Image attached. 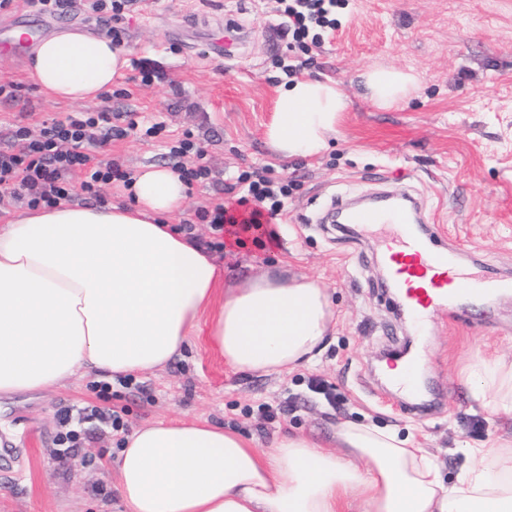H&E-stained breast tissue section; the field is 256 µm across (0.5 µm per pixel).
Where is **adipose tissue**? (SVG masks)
<instances>
[{
  "instance_id": "adipose-tissue-1",
  "label": "adipose tissue",
  "mask_w": 512,
  "mask_h": 512,
  "mask_svg": "<svg viewBox=\"0 0 512 512\" xmlns=\"http://www.w3.org/2000/svg\"><path fill=\"white\" fill-rule=\"evenodd\" d=\"M126 65L111 38L70 27L37 43L29 71L49 96L89 104ZM363 78L382 109L419 89L403 70L375 67ZM346 107L333 81H287L268 139L283 156H316ZM130 191L126 205L63 202L0 227V397L89 370H154L195 335L222 271L166 222L186 185L153 165ZM332 319L325 288L268 271L225 290L210 336L237 372L270 375L312 363ZM472 374L487 406L512 411V365L482 356ZM336 446L288 434L258 448L205 420H158L126 437L116 490L124 512H348L353 497L358 512H512L511 447L471 449L473 466L447 486L427 451L394 431L345 422Z\"/></svg>"
}]
</instances>
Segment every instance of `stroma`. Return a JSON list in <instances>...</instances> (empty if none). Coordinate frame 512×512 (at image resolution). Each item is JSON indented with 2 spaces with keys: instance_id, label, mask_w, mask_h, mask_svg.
I'll use <instances>...</instances> for the list:
<instances>
[{
  "instance_id": "obj_1",
  "label": "stroma",
  "mask_w": 512,
  "mask_h": 512,
  "mask_svg": "<svg viewBox=\"0 0 512 512\" xmlns=\"http://www.w3.org/2000/svg\"><path fill=\"white\" fill-rule=\"evenodd\" d=\"M278 0H136L121 21L68 0L48 17V32L79 27L118 34L128 65L99 100L156 136L113 140L109 153L137 173L168 165L174 139L190 133L205 152L210 180L189 186L172 223H192L224 269L225 285L279 267L326 288L334 327L317 361L278 375L234 372L209 336L212 311L182 355L164 368L123 379L76 375L53 389L0 399V512H121L106 466L123 432L78 424L76 447L59 443L65 415L98 407L126 430L146 420L201 418L237 429L258 446L285 433L335 450L337 422L393 428L429 449L444 484H454L471 448L512 439V412L477 398L466 379L476 354L512 362V295L460 300L417 324L401 315L379 248L361 231L325 223L350 192L413 194L434 246L456 262H479L512 281V0H346L320 47L289 49L279 28ZM238 43L220 54L225 22ZM336 82L347 101L336 137L322 155L281 158L265 131L286 81L285 66ZM27 59L0 58V79L19 85V100H0V149L11 126L38 128L77 111L29 78ZM371 66L413 70L417 94L399 107L377 108L359 75ZM151 70V83L141 81ZM269 165L291 181L275 244L252 234L234 239L196 220L222 199L241 172ZM424 354L425 415L386 382L389 354ZM109 392H101V383Z\"/></svg>"
}]
</instances>
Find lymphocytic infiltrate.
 I'll list each match as a JSON object with an SVG mask.
<instances>
[{"label": "lymphocytic infiltrate", "instance_id": "lymphocytic-infiltrate-1", "mask_svg": "<svg viewBox=\"0 0 512 512\" xmlns=\"http://www.w3.org/2000/svg\"><path fill=\"white\" fill-rule=\"evenodd\" d=\"M281 2L279 25L298 44H319L321 30L336 26L334 13L340 0ZM135 127L132 120L118 125L115 113L105 107L43 123L35 136L30 135L28 127H17L14 137L24 146L16 152L0 150V191L33 209L51 207L79 195L99 197L102 187L115 181L130 183L131 177L120 162L99 157L98 150ZM170 158L173 170L186 182L205 181L211 176L203 162V149L190 139L172 147ZM237 182L238 193L213 207L199 209L198 218L218 230L236 224L257 238L275 241L273 225L290 193V182L274 181L266 167L240 174Z\"/></svg>", "mask_w": 512, "mask_h": 512}]
</instances>
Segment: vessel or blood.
Wrapping results in <instances>:
<instances>
[{
  "label": "vessel or blood",
  "instance_id": "b4317fda",
  "mask_svg": "<svg viewBox=\"0 0 512 512\" xmlns=\"http://www.w3.org/2000/svg\"><path fill=\"white\" fill-rule=\"evenodd\" d=\"M26 20L27 34L17 41H0V56H24L41 37V17L30 14ZM351 221L395 228V236L383 238L381 245L390 263L391 277L417 320H426L459 296L493 294L503 286L501 280L461 267L449 259L447 251L431 249L417 228L416 210L409 206L385 210L358 207L353 210Z\"/></svg>",
  "mask_w": 512,
  "mask_h": 512
}]
</instances>
